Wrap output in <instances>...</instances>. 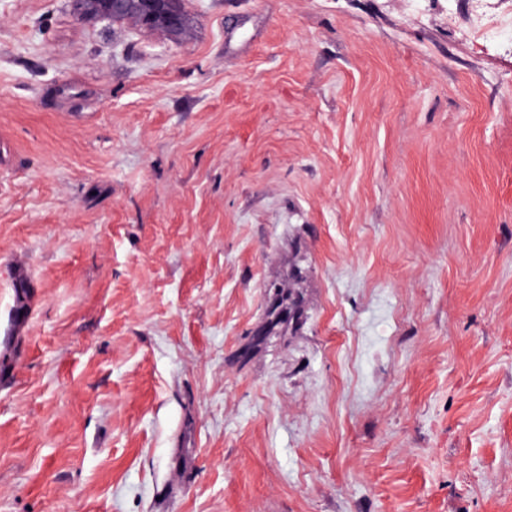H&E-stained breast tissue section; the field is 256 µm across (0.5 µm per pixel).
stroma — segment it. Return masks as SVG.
<instances>
[{
  "label": "stroma",
  "mask_w": 512,
  "mask_h": 512,
  "mask_svg": "<svg viewBox=\"0 0 512 512\" xmlns=\"http://www.w3.org/2000/svg\"><path fill=\"white\" fill-rule=\"evenodd\" d=\"M473 0H0V512H512V39ZM302 324L237 352L289 262ZM144 3H138V12L141 18L145 19L149 27L147 29H154V31H161L168 37L176 41L189 39L191 35V22L187 13L183 9L184 0H137ZM181 9L184 13V30L178 35H173L168 32L164 24V17L166 13L171 10ZM475 4V24L473 27V34L481 40H495L498 38L505 37V33H510L512 37V27L509 29L499 20H492L485 16L482 12H479V2L481 0H473Z\"/></svg>",
  "instance_id": "1"
}]
</instances>
